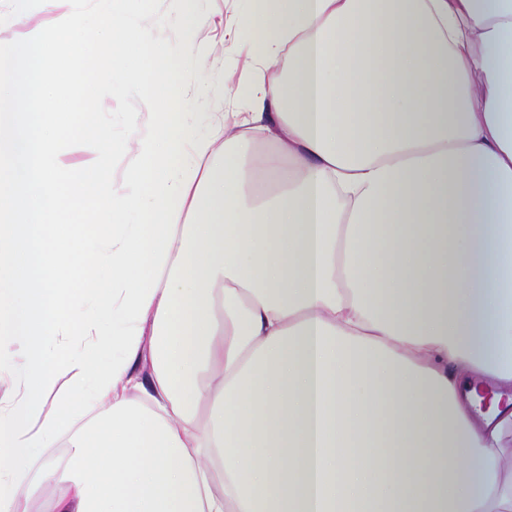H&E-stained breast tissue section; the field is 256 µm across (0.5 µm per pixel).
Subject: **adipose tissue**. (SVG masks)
<instances>
[{"instance_id": "1", "label": "adipose tissue", "mask_w": 512, "mask_h": 512, "mask_svg": "<svg viewBox=\"0 0 512 512\" xmlns=\"http://www.w3.org/2000/svg\"><path fill=\"white\" fill-rule=\"evenodd\" d=\"M246 2L260 139L172 129L159 77L119 184L38 112L40 26L19 99L0 55V512H512V0Z\"/></svg>"}]
</instances>
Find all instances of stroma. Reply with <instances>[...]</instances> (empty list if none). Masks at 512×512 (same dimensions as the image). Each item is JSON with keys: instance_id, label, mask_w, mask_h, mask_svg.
<instances>
[{"instance_id": "stroma-1", "label": "stroma", "mask_w": 512, "mask_h": 512, "mask_svg": "<svg viewBox=\"0 0 512 512\" xmlns=\"http://www.w3.org/2000/svg\"><path fill=\"white\" fill-rule=\"evenodd\" d=\"M242 7L241 0H130L129 10L151 27L167 49L174 124L186 122L197 133L206 134L212 125L232 123L235 113L244 111L237 77L247 59L233 27ZM19 18L41 24L44 40L54 47L44 66L63 73L67 81L64 100H47L43 111H87L83 87L97 71L107 75L112 86L111 96L103 98L98 108L101 132L119 141L129 139V118L134 114L139 117L140 129H147L154 71L144 68L138 80L130 83L125 78L121 50L101 56L74 53L69 42L58 40L55 28L47 24V16L35 0H0V52L13 59L14 83L27 81L23 52L13 41L11 27Z\"/></svg>"}]
</instances>
